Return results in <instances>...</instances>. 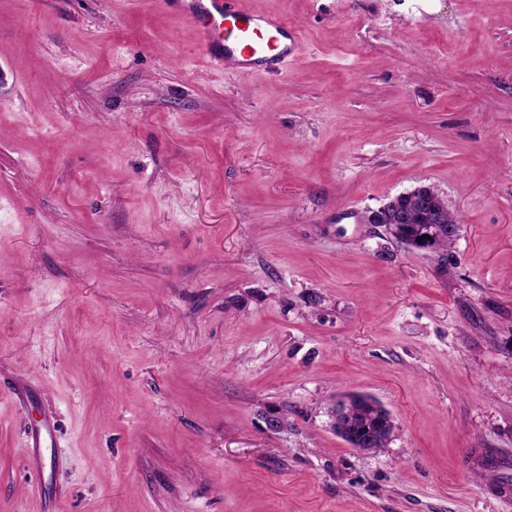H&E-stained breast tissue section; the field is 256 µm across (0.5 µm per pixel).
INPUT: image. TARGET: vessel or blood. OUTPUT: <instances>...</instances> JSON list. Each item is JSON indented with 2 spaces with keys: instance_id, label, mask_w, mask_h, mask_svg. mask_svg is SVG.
<instances>
[{
  "instance_id": "1",
  "label": "vessel or blood",
  "mask_w": 512,
  "mask_h": 512,
  "mask_svg": "<svg viewBox=\"0 0 512 512\" xmlns=\"http://www.w3.org/2000/svg\"><path fill=\"white\" fill-rule=\"evenodd\" d=\"M203 52L216 64L234 61L243 71L262 73L297 53L300 37L297 26L272 15H254L237 6V0H186L183 10ZM231 23L233 36L224 38L223 23ZM28 446L32 459H40L45 450H56L57 429L54 418L38 422ZM470 470L499 471V478L486 485L490 497L512 503V458L486 448L470 449L466 456Z\"/></svg>"
}]
</instances>
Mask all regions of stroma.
I'll use <instances>...</instances> for the list:
<instances>
[{"mask_svg": "<svg viewBox=\"0 0 512 512\" xmlns=\"http://www.w3.org/2000/svg\"><path fill=\"white\" fill-rule=\"evenodd\" d=\"M245 2L299 56L217 66L177 0H0V512H512L463 467L512 455V0ZM419 185L447 249L368 221ZM345 394L386 448L331 430ZM352 405L353 407H348L339 417L338 421L341 425L338 426L336 424V428L332 426L336 433L350 444L352 448L360 451H374L375 449L385 448L390 439L388 437L390 434L389 430L393 426L390 415L370 414L369 412L373 410L364 401L353 402ZM339 428L342 430L340 431ZM367 428L372 431V438L381 437L380 440L378 439L379 448H370L371 437L367 438L369 444L365 445L366 448H357V445L360 444L358 439L369 436ZM27 447L32 448L31 457L36 464H38L44 450L56 451V448H60L54 417L48 416L35 425Z\"/></svg>", "mask_w": 512, "mask_h": 512, "instance_id": "obj_1", "label": "stroma"}]
</instances>
